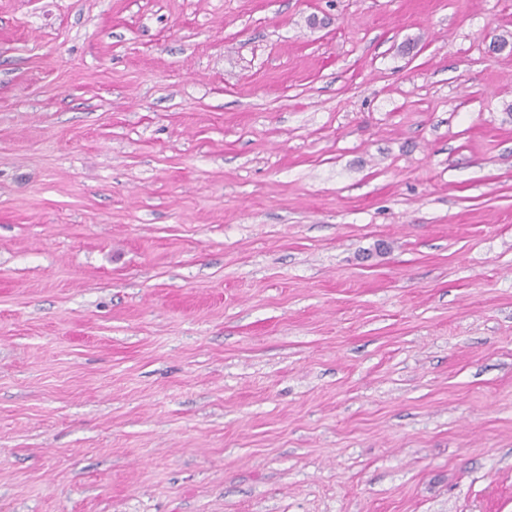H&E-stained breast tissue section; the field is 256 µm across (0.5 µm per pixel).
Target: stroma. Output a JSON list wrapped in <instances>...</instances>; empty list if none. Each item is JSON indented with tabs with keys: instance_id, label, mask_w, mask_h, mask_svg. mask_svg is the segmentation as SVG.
I'll return each instance as SVG.
<instances>
[{
	"instance_id": "1",
	"label": "stroma",
	"mask_w": 512,
	"mask_h": 512,
	"mask_svg": "<svg viewBox=\"0 0 512 512\" xmlns=\"http://www.w3.org/2000/svg\"><path fill=\"white\" fill-rule=\"evenodd\" d=\"M512 0H0V512H512Z\"/></svg>"
}]
</instances>
